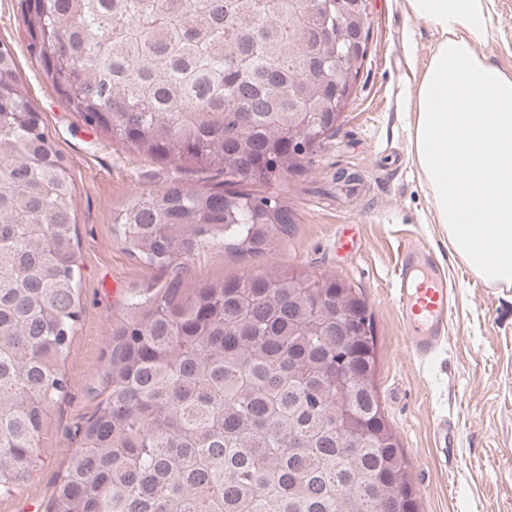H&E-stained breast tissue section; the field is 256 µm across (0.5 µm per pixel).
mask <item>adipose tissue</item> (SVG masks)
<instances>
[{
    "instance_id": "1",
    "label": "adipose tissue",
    "mask_w": 512,
    "mask_h": 512,
    "mask_svg": "<svg viewBox=\"0 0 512 512\" xmlns=\"http://www.w3.org/2000/svg\"><path fill=\"white\" fill-rule=\"evenodd\" d=\"M436 36L412 104L413 162L460 260L512 288V73L481 56L493 0H405Z\"/></svg>"
}]
</instances>
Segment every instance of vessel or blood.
<instances>
[{"label": "vessel or blood", "instance_id": "1", "mask_svg": "<svg viewBox=\"0 0 512 512\" xmlns=\"http://www.w3.org/2000/svg\"><path fill=\"white\" fill-rule=\"evenodd\" d=\"M398 309L412 355L430 358L448 333V283L425 249L407 247L396 279ZM453 422L441 420L434 429V446L441 456L456 446Z\"/></svg>", "mask_w": 512, "mask_h": 512}]
</instances>
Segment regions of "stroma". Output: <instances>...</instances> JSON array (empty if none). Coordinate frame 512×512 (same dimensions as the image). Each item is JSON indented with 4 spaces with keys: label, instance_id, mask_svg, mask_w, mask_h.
Instances as JSON below:
<instances>
[{
    "label": "stroma",
    "instance_id": "obj_1",
    "mask_svg": "<svg viewBox=\"0 0 512 512\" xmlns=\"http://www.w3.org/2000/svg\"><path fill=\"white\" fill-rule=\"evenodd\" d=\"M368 12L369 54L336 136L315 153L311 167L263 186L288 197L294 222L287 235L257 257L213 248L190 262L184 285L200 288L253 272L331 274L361 289L373 316L377 390L419 512H512V288L471 273L441 225L430 220L431 197L411 157L407 106L433 34L408 16L405 0H368ZM0 45L14 54L27 97L68 161L76 188L83 318L63 361L70 386L50 414L29 478L0 494V512H45L78 446L72 431L97 403L94 390L101 384L112 323L122 316L129 289L166 280L128 258L112 233V213L127 197L171 179L190 187L201 180L193 168L152 162L88 129L31 60L16 0H0ZM480 51L512 72V0H495ZM340 167L362 175L365 189L356 199L340 192L333 178ZM344 231L356 237L349 253L336 245ZM415 243L430 251L457 292L449 339L426 364L406 349L394 298L401 252ZM443 417L458 430L448 468L432 440Z\"/></svg>",
    "mask_w": 512,
    "mask_h": 512
}]
</instances>
